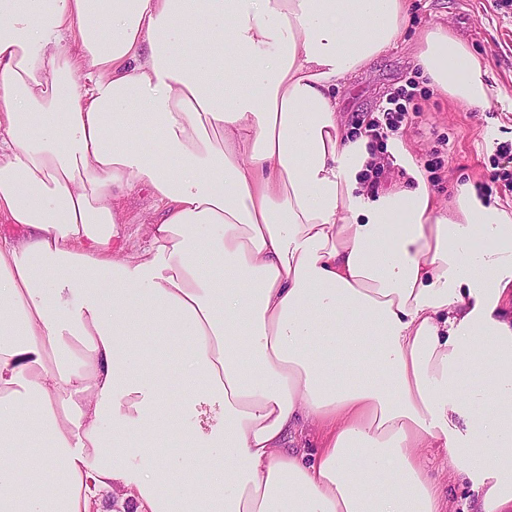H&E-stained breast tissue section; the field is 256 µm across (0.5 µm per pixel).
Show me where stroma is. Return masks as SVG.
Segmentation results:
<instances>
[{"instance_id": "stroma-1", "label": "stroma", "mask_w": 512, "mask_h": 512, "mask_svg": "<svg viewBox=\"0 0 512 512\" xmlns=\"http://www.w3.org/2000/svg\"><path fill=\"white\" fill-rule=\"evenodd\" d=\"M435 28L462 39L486 65L489 80L505 89V97L469 108L421 78L413 56L421 34ZM410 87L415 95L407 105L408 121L389 135L397 154L378 149L380 170L371 179L373 186L408 179L413 166L443 210L453 209L457 184L468 181L484 204L512 214V191L490 182L502 147L512 146V0H412L408 25L397 44L337 92L340 118L359 125L364 116L379 113L391 93ZM121 206L124 232L133 241H143L145 223L159 213L149 189L130 192ZM429 464L448 496V512H471V484L458 474L463 459L434 449Z\"/></svg>"}]
</instances>
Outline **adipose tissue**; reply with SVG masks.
Returning <instances> with one entry per match:
<instances>
[{
    "instance_id": "adipose-tissue-1",
    "label": "adipose tissue",
    "mask_w": 512,
    "mask_h": 512,
    "mask_svg": "<svg viewBox=\"0 0 512 512\" xmlns=\"http://www.w3.org/2000/svg\"><path fill=\"white\" fill-rule=\"evenodd\" d=\"M409 11L0 0V512H446L426 448L512 512V215L372 192L337 115ZM424 43L433 85L495 94ZM141 186L164 213L133 250ZM125 222L123 231L135 242H143L145 229L143 223H149L159 214L158 207L147 187H141L127 194L121 203Z\"/></svg>"
}]
</instances>
